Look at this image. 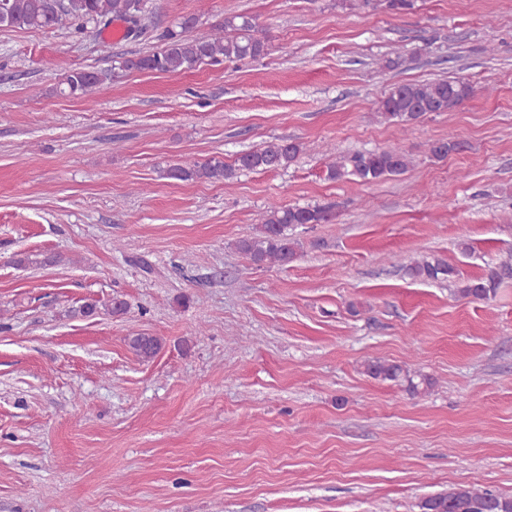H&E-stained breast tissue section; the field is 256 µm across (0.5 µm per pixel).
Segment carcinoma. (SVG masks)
Segmentation results:
<instances>
[{"label": "carcinoma", "mask_w": 512, "mask_h": 512, "mask_svg": "<svg viewBox=\"0 0 512 512\" xmlns=\"http://www.w3.org/2000/svg\"><path fill=\"white\" fill-rule=\"evenodd\" d=\"M384 2V9L403 12L413 7V0H350L353 9H372ZM0 17L4 26L19 29H55L67 24L79 28L87 24L107 28L114 21L124 23V37H131V30H143L146 19V0H0ZM198 19L185 17L177 28L165 30L162 46L146 55L118 62L110 71L72 70L60 81V92L88 97L107 81L118 80L131 70L160 73H180L201 64L221 65L226 61H258L267 55L268 39L255 20L246 15H233L213 27L210 33L197 36L193 30ZM474 86L463 79L439 78L431 81L394 83L377 102V112L387 122L401 125L413 124L430 112H450L469 99ZM457 142L450 138L428 144L429 155L443 160L457 151ZM305 150V145L295 139L274 138L241 153L231 166L221 160H210L192 166L172 165L164 170L167 179L189 181L205 179L224 181L231 179L237 170L276 171L285 169ZM411 165V158L397 147L354 151L341 155L327 167L332 180L349 179L372 183L404 173ZM334 218L329 206H287L272 204L267 207L261 224L250 238L237 243V249L256 265L277 263L286 265L293 261L300 248L292 230L307 224H324ZM409 275L416 280L456 282L454 267L440 258H423L408 267ZM512 276V265L502 264L481 277L460 282L455 293L475 300H488L499 283ZM130 348L144 360L154 358L161 349L156 336L136 334L128 338ZM364 371L374 378H381L405 385L417 394L420 385L430 386L427 378L415 381V375L404 362L381 359L368 360ZM422 512H512V496L494 493L487 489L457 486L446 492L426 497L421 502Z\"/></svg>", "instance_id": "cac0c4a2"}]
</instances>
